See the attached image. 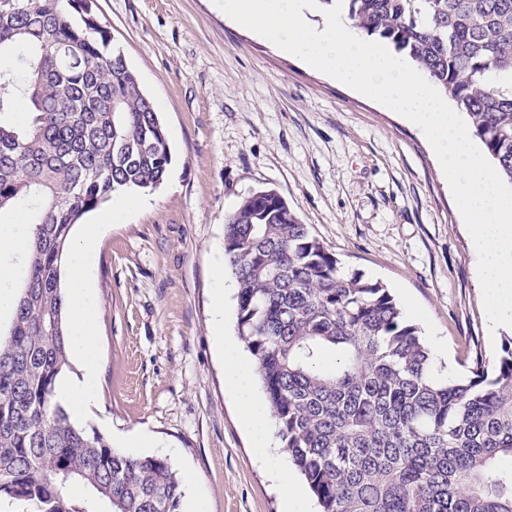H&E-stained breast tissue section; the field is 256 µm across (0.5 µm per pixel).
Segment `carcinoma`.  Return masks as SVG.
Listing matches in <instances>:
<instances>
[{
  "instance_id": "carcinoma-1",
  "label": "carcinoma",
  "mask_w": 512,
  "mask_h": 512,
  "mask_svg": "<svg viewBox=\"0 0 512 512\" xmlns=\"http://www.w3.org/2000/svg\"><path fill=\"white\" fill-rule=\"evenodd\" d=\"M364 35L408 58L466 113L512 182V0H343ZM0 215L31 217L26 271L0 338V498L32 512H179L160 458L75 425L61 271L71 231L113 193L150 192L172 162L154 102L96 0H0ZM17 99L29 117L6 122ZM237 329L277 436L318 512H512V336L496 375L436 369L388 289L347 272L273 189L225 218Z\"/></svg>"
}]
</instances>
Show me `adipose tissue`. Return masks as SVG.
Here are the masks:
<instances>
[{
	"mask_svg": "<svg viewBox=\"0 0 512 512\" xmlns=\"http://www.w3.org/2000/svg\"><path fill=\"white\" fill-rule=\"evenodd\" d=\"M66 263L70 273L67 308L71 317L73 358L79 364L81 374L76 378L65 377L61 381L57 387V399L73 419L80 420L84 418L93 398L92 388L98 376L95 354L96 325L90 283L85 267L78 254L67 256ZM224 352L232 361L226 373L225 386L236 396L244 423L252 432L266 433L268 413L248 389L247 368L234 363L233 345H225ZM260 454L267 461L271 476L280 489L282 512H304L306 499L292 472L281 463L277 455L270 452L269 448H261Z\"/></svg>",
	"mask_w": 512,
	"mask_h": 512,
	"instance_id": "obj_1",
	"label": "adipose tissue"
}]
</instances>
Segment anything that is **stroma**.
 Segmentation results:
<instances>
[{
  "instance_id": "obj_1",
  "label": "stroma",
  "mask_w": 512,
  "mask_h": 512,
  "mask_svg": "<svg viewBox=\"0 0 512 512\" xmlns=\"http://www.w3.org/2000/svg\"><path fill=\"white\" fill-rule=\"evenodd\" d=\"M98 15L156 103L172 151L163 183L106 225L86 257L99 377L87 430L167 460L181 507L281 512L279 494L224 384L214 323L224 218L272 189L346 271L381 282L458 378L494 362L474 244L429 144L405 118L282 53L211 0H98ZM224 268L223 282L214 271Z\"/></svg>"
}]
</instances>
